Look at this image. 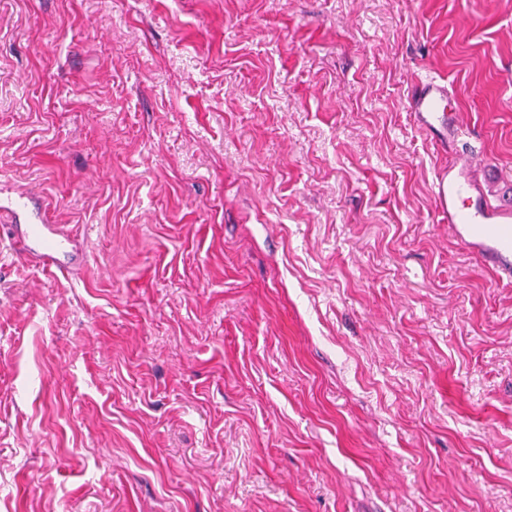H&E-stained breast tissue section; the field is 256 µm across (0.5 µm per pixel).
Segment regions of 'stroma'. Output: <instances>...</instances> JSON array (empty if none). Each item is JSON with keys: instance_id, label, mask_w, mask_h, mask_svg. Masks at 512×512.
Returning a JSON list of instances; mask_svg holds the SVG:
<instances>
[{"instance_id": "stroma-1", "label": "stroma", "mask_w": 512, "mask_h": 512, "mask_svg": "<svg viewBox=\"0 0 512 512\" xmlns=\"http://www.w3.org/2000/svg\"><path fill=\"white\" fill-rule=\"evenodd\" d=\"M457 89L442 148L411 85ZM512 0H0V512H512ZM469 164H448L433 182L435 210L448 234L501 280H512V206L488 204ZM4 213L11 221L4 220ZM1 218L11 223L6 234L13 252L35 259L42 269L70 272L86 261L79 239L61 225L51 224L42 205L27 192L18 193L9 207L2 206Z\"/></svg>"}]
</instances>
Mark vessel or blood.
I'll return each mask as SVG.
<instances>
[{"mask_svg": "<svg viewBox=\"0 0 512 512\" xmlns=\"http://www.w3.org/2000/svg\"><path fill=\"white\" fill-rule=\"evenodd\" d=\"M457 91L446 80L427 78L413 83L408 104L418 126L433 139L453 143L459 137L457 116L448 103ZM435 210L448 234L468 254L499 278L512 280V206L489 205L473 166L452 164L441 169L432 186ZM6 234L16 255L35 259L42 269L70 272L86 260L79 239L50 223L42 205L21 192L6 210Z\"/></svg>", "mask_w": 512, "mask_h": 512, "instance_id": "vessel-or-blood-1", "label": "vessel or blood"}]
</instances>
